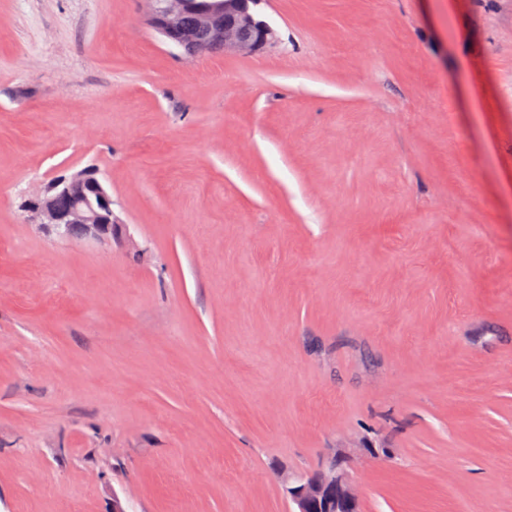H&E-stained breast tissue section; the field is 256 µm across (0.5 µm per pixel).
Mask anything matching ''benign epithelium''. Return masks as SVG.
<instances>
[{"instance_id": "7a95c632", "label": "benign epithelium", "mask_w": 512, "mask_h": 512, "mask_svg": "<svg viewBox=\"0 0 512 512\" xmlns=\"http://www.w3.org/2000/svg\"><path fill=\"white\" fill-rule=\"evenodd\" d=\"M148 24L175 46L193 57L214 48L251 54L274 42L275 32L258 19L251 6L261 0H147ZM194 15V26L183 25L185 14ZM84 181L94 195L82 205L63 211L58 205L74 181ZM26 211L42 229L58 237L79 236L99 243L112 242L118 225L112 213V196L104 190L98 171L86 167L70 176L53 177L34 197ZM391 449L370 439H350L327 448L320 467L293 477L280 473L294 512H362L351 472L357 459L382 461Z\"/></svg>"}]
</instances>
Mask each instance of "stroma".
Listing matches in <instances>:
<instances>
[{
  "mask_svg": "<svg viewBox=\"0 0 512 512\" xmlns=\"http://www.w3.org/2000/svg\"><path fill=\"white\" fill-rule=\"evenodd\" d=\"M147 0H0V512H512V0H261L191 58ZM96 168L122 241L24 199ZM391 449L370 439H350L326 448L320 467L293 477L280 470L284 496L293 512H362L361 500L351 472L357 459L369 457L382 461L391 458Z\"/></svg>",
  "mask_w": 512,
  "mask_h": 512,
  "instance_id": "stroma-1",
  "label": "stroma"
}]
</instances>
